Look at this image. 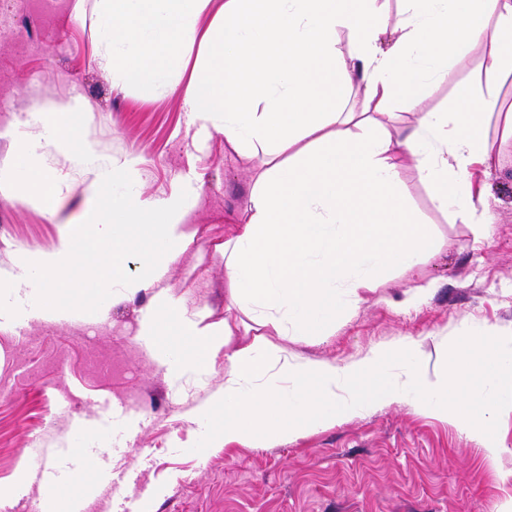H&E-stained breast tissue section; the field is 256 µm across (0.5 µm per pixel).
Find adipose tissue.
I'll return each mask as SVG.
<instances>
[{
  "instance_id": "1",
  "label": "adipose tissue",
  "mask_w": 512,
  "mask_h": 512,
  "mask_svg": "<svg viewBox=\"0 0 512 512\" xmlns=\"http://www.w3.org/2000/svg\"><path fill=\"white\" fill-rule=\"evenodd\" d=\"M221 0L208 26L199 20L211 0H93L94 52L113 82L153 97L188 72L181 103L200 133H217L243 159L264 158L247 204L224 238V324L204 325L202 312L179 311L157 296L139 334L154 345L171 379L207 381L224 365V388L201 410L220 417L215 448L276 444L340 422L368 404L411 395L432 417L477 434L488 459L501 442L497 414L512 410V336L487 332L462 339L468 360L432 376L386 372V352L374 350L343 367L288 351L282 339L326 336L337 308H352L371 289L374 271L413 268L442 244L410 205L404 172L428 184L440 212L470 224L475 241L489 238L494 216L474 192V164L492 160L486 135L497 117L502 141H512V106L498 84L512 76V0ZM348 37L347 51L337 46ZM479 46L485 88L464 92L452 109L426 101L456 65ZM358 87L360 106L344 110ZM415 114L393 123V105ZM89 103L80 96L49 99L31 111L16 136L9 170L19 203L53 212L63 187L44 160L59 154L98 191L90 237L64 238L50 254H22L0 270V325L58 312L64 295L85 286L93 270L105 289L127 292L158 280L190 237L183 229L190 185L165 198L116 199L114 180H138V160L99 154L81 136ZM140 256L149 279L134 277ZM274 338H267V331Z\"/></svg>"
}]
</instances>
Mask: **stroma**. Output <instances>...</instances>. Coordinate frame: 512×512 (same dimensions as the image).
Returning <instances> with one entry per match:
<instances>
[{
    "mask_svg": "<svg viewBox=\"0 0 512 512\" xmlns=\"http://www.w3.org/2000/svg\"><path fill=\"white\" fill-rule=\"evenodd\" d=\"M17 8V19L0 25V167L31 104L77 93L91 106L82 135L102 153L140 160L138 182L114 183V196L164 198L189 181L199 196L187 216L195 239L161 283L116 293L103 312L91 295H71L67 317L0 329V512H42L46 499L61 493V476L78 467L74 449L85 446L102 454L79 512H501L511 503L512 481L501 483L498 474L512 471V412L496 422L504 449L494 462L477 435L418 411L405 395L291 442L211 447L215 427L200 405L223 385V370L206 385L186 378L172 387L137 333L164 286L178 308L204 312L205 324L223 323L218 247L260 161L225 151L218 135L197 148L179 92L145 98L115 87L93 51V19L76 15L74 0H19ZM483 54L479 48L461 61L429 107L448 109ZM47 170L75 186L52 216L10 203L15 188L0 183V268L20 252L56 249L98 206L97 191L81 184L64 158L49 160ZM404 178L442 251L409 271L375 273L374 288L338 315L333 335L294 337L289 350L341 366L382 349L398 374L407 367L398 351L413 344L419 364L438 372L462 356L463 334L512 336V146L472 170L495 219L479 245L470 225L434 208L414 170ZM425 284L427 300L405 306L406 291ZM111 474L124 477V495L110 486Z\"/></svg>",
    "mask_w": 512,
    "mask_h": 512,
    "instance_id": "1",
    "label": "stroma"
}]
</instances>
